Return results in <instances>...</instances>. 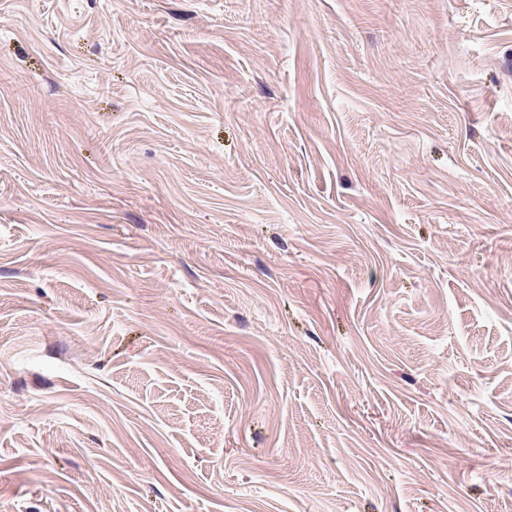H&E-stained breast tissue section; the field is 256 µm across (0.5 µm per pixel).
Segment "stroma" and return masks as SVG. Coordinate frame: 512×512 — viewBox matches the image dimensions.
<instances>
[{
	"instance_id": "stroma-1",
	"label": "stroma",
	"mask_w": 512,
	"mask_h": 512,
	"mask_svg": "<svg viewBox=\"0 0 512 512\" xmlns=\"http://www.w3.org/2000/svg\"><path fill=\"white\" fill-rule=\"evenodd\" d=\"M0 512H512V0H0Z\"/></svg>"
}]
</instances>
